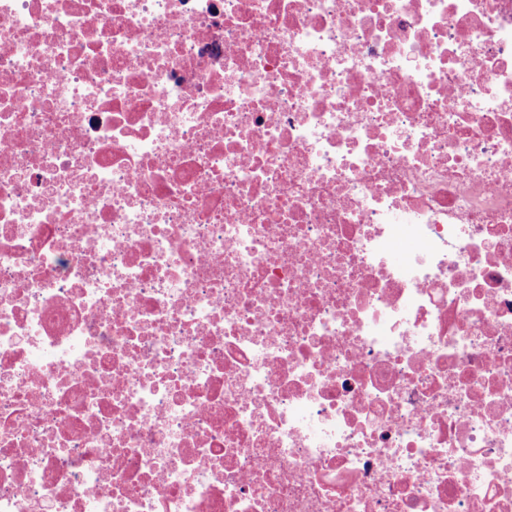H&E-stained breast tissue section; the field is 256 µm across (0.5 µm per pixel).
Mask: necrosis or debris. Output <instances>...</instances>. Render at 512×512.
Instances as JSON below:
<instances>
[{
	"mask_svg": "<svg viewBox=\"0 0 512 512\" xmlns=\"http://www.w3.org/2000/svg\"><path fill=\"white\" fill-rule=\"evenodd\" d=\"M0 512H512V0H0Z\"/></svg>",
	"mask_w": 512,
	"mask_h": 512,
	"instance_id": "1",
	"label": "necrosis or debris"
}]
</instances>
